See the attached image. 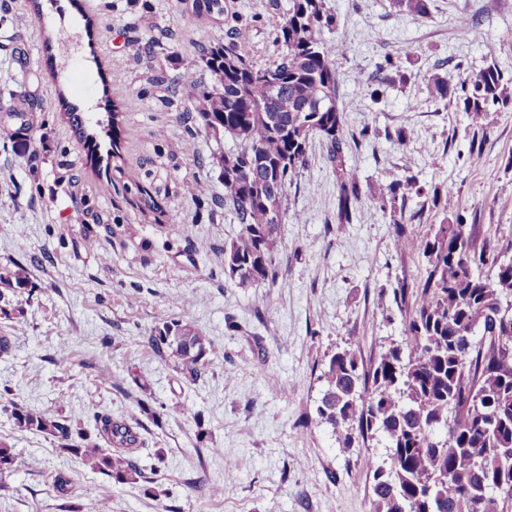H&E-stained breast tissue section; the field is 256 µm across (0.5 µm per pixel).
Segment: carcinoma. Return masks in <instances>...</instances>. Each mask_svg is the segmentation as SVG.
Segmentation results:
<instances>
[{
  "label": "carcinoma",
  "mask_w": 512,
  "mask_h": 512,
  "mask_svg": "<svg viewBox=\"0 0 512 512\" xmlns=\"http://www.w3.org/2000/svg\"><path fill=\"white\" fill-rule=\"evenodd\" d=\"M390 4L420 16L430 12V0ZM192 8L198 16L223 11L221 0H193ZM335 25L325 0H288L277 60L258 65L242 43L217 42L195 62L210 83L199 84L191 68L183 73L195 103L193 119L237 142L236 150L215 161L224 206L240 224L237 237L224 245V274L240 288L276 282L284 201L312 139L325 143L327 163L336 172L338 223L350 222L359 200L358 178L345 166L349 140L337 103L336 59L343 47L329 51L323 41L324 30ZM431 83L436 97L454 100L466 114L472 148L486 132L489 113L512 109V78L495 63L453 89L437 75ZM66 116L96 152L76 108L67 107ZM411 193L421 196L423 189L410 177L378 194L393 223H403L404 206L397 202ZM430 200L455 220L419 239L396 234V248L426 263L425 277L413 290L399 288L400 297L412 296L403 339L384 348L368 370L349 349L333 354L322 370L327 389L317 415L342 448L352 447L357 435L384 440L385 459L372 476V512H508L512 492L497 494L495 488L512 485V264L502 265L512 243L476 248L455 209L453 190L436 187ZM487 266L494 274H484ZM26 283L24 267L0 268V284L14 291ZM148 342L158 352L170 350L194 379L214 353L202 330L180 320L155 327ZM12 415L20 432L72 440L69 425L51 414L15 405ZM96 425L99 439L82 434L70 450L92 472L136 481L141 471L132 458L131 427L104 415L96 416ZM101 439L113 448L102 447ZM15 460L14 445L1 439L0 473Z\"/></svg>",
  "instance_id": "cac0c4a2"
}]
</instances>
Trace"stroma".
Listing matches in <instances>:
<instances>
[{"mask_svg": "<svg viewBox=\"0 0 512 512\" xmlns=\"http://www.w3.org/2000/svg\"><path fill=\"white\" fill-rule=\"evenodd\" d=\"M325 3L336 17L325 44L344 47L338 103L358 137L345 166L360 200L338 223L336 176L313 139L288 189L279 277L241 288L224 275L240 226L212 163L236 144L190 120L178 80L191 66L209 82L198 52L230 35L253 62L276 60L288 0H224L223 14L203 18L184 0H0V267L20 264L28 277L10 296L20 317L0 314V336L12 339L0 357V439L17 453L0 474V512H94L102 499L111 512H371L384 443L340 447L316 414L321 370L337 349L367 368L401 341L393 290L414 287L424 264L396 249V233L417 238L447 221L411 195L395 226L380 187L407 176L451 186L475 244L512 242V112L489 114L474 156L465 114L429 88L431 75L455 87L491 62L512 75V0H431L425 17L389 0ZM50 40L68 41L70 55H50ZM387 57L402 77L375 98L368 78ZM65 100L118 123V166L91 164ZM18 112L29 118L23 138ZM173 320L213 344L197 381L147 343ZM17 405L87 434L98 412L129 424L141 478L90 472L56 438L17 431Z\"/></svg>", "mask_w": 512, "mask_h": 512, "instance_id": "1", "label": "stroma"}]
</instances>
